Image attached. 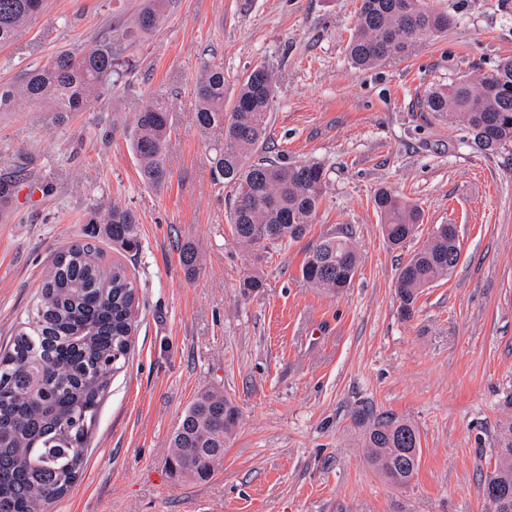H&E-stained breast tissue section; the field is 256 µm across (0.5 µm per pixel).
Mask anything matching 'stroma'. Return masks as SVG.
<instances>
[{
  "mask_svg": "<svg viewBox=\"0 0 512 512\" xmlns=\"http://www.w3.org/2000/svg\"><path fill=\"white\" fill-rule=\"evenodd\" d=\"M447 31L360 70L346 48L358 0H177L129 47L131 71L88 111L60 124L31 106L0 112V346L22 321L53 256L82 241L86 215L119 204L139 218L141 251L122 259L141 306L128 364L112 379L80 475L50 512H486L481 475L512 416V146L473 148L460 125L423 111L425 93L512 58V0H427ZM141 0H44L0 46V85L63 50L129 24ZM274 72L268 154L321 163L327 182L300 239L251 265L232 237L226 190L208 156L221 130L195 122L197 81L224 69L228 96L257 64ZM173 117L168 179L145 184L132 121L156 95ZM398 192L423 213L391 247L373 195ZM459 230L460 261L404 320L400 267L437 225ZM346 231L359 256L348 288L311 287L301 267L323 236ZM201 262L187 272L184 249ZM203 390L230 396L240 419L204 482L172 475L170 441ZM391 412L421 436L413 482L367 464L358 414Z\"/></svg>",
  "mask_w": 512,
  "mask_h": 512,
  "instance_id": "obj_1",
  "label": "stroma"
}]
</instances>
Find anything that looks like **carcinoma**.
<instances>
[{
    "instance_id": "cac0c4a2",
    "label": "carcinoma",
    "mask_w": 512,
    "mask_h": 512,
    "mask_svg": "<svg viewBox=\"0 0 512 512\" xmlns=\"http://www.w3.org/2000/svg\"><path fill=\"white\" fill-rule=\"evenodd\" d=\"M175 0H142L121 36L78 53L62 51L0 86V112L40 105L60 123L86 111L116 72L126 47L149 35ZM42 8V0H0V45L12 42ZM451 19L424 0H361L347 55L358 68L407 50L410 43L448 30ZM273 71L253 67L224 106V67L207 66L196 84L195 121L203 131L224 130V143L209 155L216 181L228 189L227 214L236 244L254 262L240 283L243 293L262 287L261 255L305 235L326 183L318 163L290 164L258 154L275 101ZM422 109L462 126L467 140L486 154L512 144V60L474 81L460 77L429 92ZM172 130L166 102L157 98L135 113L130 143L142 180L164 183L166 143ZM374 207L393 247L413 237L420 209L395 192L378 189ZM85 240L58 252L35 301L8 345L0 350V512H48L78 478L91 428L112 377L129 361L140 298L134 276L119 260L107 262L99 243L130 256L141 248L137 214L118 204L90 213ZM456 234L439 224L429 243L400 267V314L414 318L417 302L459 263ZM359 256L342 233L320 239L302 264L303 279L336 293L348 287ZM367 463L386 481L406 487L419 470L421 439L411 422L393 414L359 415ZM239 422L238 407L224 394L200 393L185 409L171 439L170 463L184 478L201 481L224 460ZM494 470L487 476L512 500V417L497 431Z\"/></svg>"
}]
</instances>
